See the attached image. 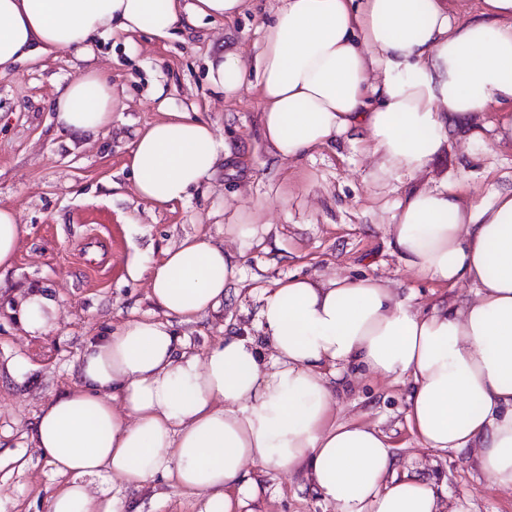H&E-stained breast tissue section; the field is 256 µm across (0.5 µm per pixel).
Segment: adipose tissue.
Segmentation results:
<instances>
[{
    "instance_id": "1",
    "label": "adipose tissue",
    "mask_w": 512,
    "mask_h": 512,
    "mask_svg": "<svg viewBox=\"0 0 512 512\" xmlns=\"http://www.w3.org/2000/svg\"><path fill=\"white\" fill-rule=\"evenodd\" d=\"M281 0L253 60L211 64L212 83L236 94L256 73L264 139L283 158L357 132L383 176H413L449 146L448 131L478 138L476 113L503 106L512 137V0ZM245 0H0V71L82 47L93 35H162L183 20L235 19ZM57 131L88 137L112 123V88L95 73L59 88ZM224 148L212 126L183 112L142 130L127 164L134 191L155 206L187 200ZM387 231L404 265L474 296L414 308L388 283L291 277L259 296L255 336L229 334L190 350L175 324L217 310L239 273L236 257L191 235L147 276L164 320L133 316L90 337L74 387L43 404L30 432L64 480L48 512H134L128 494L164 477L199 497L200 512H235L256 496L252 470H305L336 512H442L435 488L397 476L384 434L333 420L336 379L353 366L409 378L407 419L433 450L474 449L495 485L512 488V190L463 203L456 184L413 190ZM56 305L30 290L25 332L51 330ZM123 495L93 492L99 478Z\"/></svg>"
}]
</instances>
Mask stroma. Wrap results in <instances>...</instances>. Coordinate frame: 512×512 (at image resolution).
Returning <instances> with one entry per match:
<instances>
[{
    "instance_id": "1",
    "label": "stroma",
    "mask_w": 512,
    "mask_h": 512,
    "mask_svg": "<svg viewBox=\"0 0 512 512\" xmlns=\"http://www.w3.org/2000/svg\"><path fill=\"white\" fill-rule=\"evenodd\" d=\"M280 0H246L234 21L185 23L168 37L139 33L97 36L81 51H64L0 72V205H12L27 233L11 271L0 277V512H45L61 479L38 457L30 429L44 401L72 388L85 341L132 314L159 316L146 279L131 263L150 266L165 248L202 233L236 255L240 274L218 312L176 325L196 352L225 333L256 335L257 295L290 276L386 279L424 310L441 298L464 301L469 283L447 288L405 267L386 232L394 204L410 189L460 181L470 202L512 186V140L498 139L496 110L479 113L484 136L471 143L450 130V149L416 177L385 178L359 140L298 159L277 158L263 139L255 76L236 97L208 78L210 62L232 53L250 58L261 28ZM89 72L115 95L112 123L96 137L58 133L56 91ZM186 112L208 122L225 150L209 179L190 198L153 206L132 191L126 166L138 130ZM255 224L248 242L227 234L231 224ZM57 302L53 328L33 336L14 310L31 289ZM28 370L7 371L15 358ZM407 380L349 371L336 386L332 417L360 422L387 436L398 472L427 481L445 505L461 512H512V489L489 481L471 450L433 451L411 431ZM259 495L242 512H336L302 471L258 472ZM136 498L143 512H199L195 496L156 477Z\"/></svg>"
}]
</instances>
